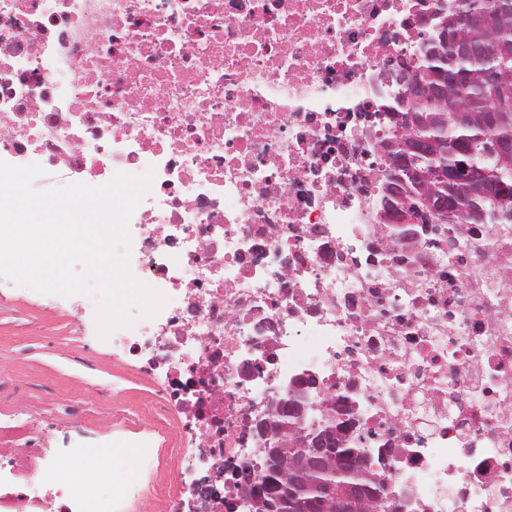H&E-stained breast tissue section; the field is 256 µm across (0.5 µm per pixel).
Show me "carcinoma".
I'll use <instances>...</instances> for the list:
<instances>
[{
    "instance_id": "cac0c4a2",
    "label": "carcinoma",
    "mask_w": 512,
    "mask_h": 512,
    "mask_svg": "<svg viewBox=\"0 0 512 512\" xmlns=\"http://www.w3.org/2000/svg\"><path fill=\"white\" fill-rule=\"evenodd\" d=\"M445 16H460L468 12H482L490 15L492 24L483 30H471L448 25L449 46L429 45L432 53L427 58H413V71L418 80L425 86L424 93L419 97L404 98L397 94L393 101L382 105L383 111L395 121L399 132L387 143L392 146L406 129L402 118L414 113L419 116L442 117L444 123L426 132V135H439L453 142L462 135L472 134V129L484 126L490 114L501 112L503 108L512 109V0H450L442 6ZM458 39L469 40L484 48L481 57L465 60L454 54L451 43ZM454 72L456 82L448 87V98L460 109L472 114L471 128L456 125L448 111V102L441 100L435 93L438 86L448 81V72ZM474 151L467 155L448 151V157H432L421 155L414 162V167L422 170L424 179L414 184L403 182L404 170L392 169L384 189L395 187L405 195L415 196L414 205L424 206L431 195L442 193L445 188L433 180L435 168L448 164V167L460 172L468 168L472 161H477L491 169L495 165L482 155L484 141L473 140ZM345 406L331 409L326 422L336 429L335 455L351 460L349 473L343 476L334 475V464L321 472L308 475L305 484L295 489L282 476L277 461L263 458L261 470L254 476L260 485L270 484L276 493L277 512H294V508L286 507V503L294 500L298 494L307 499L323 498L335 495L340 497L357 489L365 499H375L383 494V482L365 466L369 449L362 441L348 434ZM273 444L280 449L281 456L290 458L308 452L297 439L292 430L284 431Z\"/></svg>"
}]
</instances>
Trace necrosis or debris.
<instances>
[{
    "instance_id": "necrosis-or-debris-1",
    "label": "necrosis or debris",
    "mask_w": 512,
    "mask_h": 512,
    "mask_svg": "<svg viewBox=\"0 0 512 512\" xmlns=\"http://www.w3.org/2000/svg\"><path fill=\"white\" fill-rule=\"evenodd\" d=\"M424 0H0V160L101 185L154 170L130 270L168 298L121 335L176 445L141 480H62L0 426V512H224L274 390L309 381L404 512H512V231L395 242L379 114ZM185 488L164 491L165 460Z\"/></svg>"
}]
</instances>
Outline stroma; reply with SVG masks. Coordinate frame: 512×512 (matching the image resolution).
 <instances>
[{
    "mask_svg": "<svg viewBox=\"0 0 512 512\" xmlns=\"http://www.w3.org/2000/svg\"><path fill=\"white\" fill-rule=\"evenodd\" d=\"M95 303L85 295L40 294L0 278V372L28 383L18 398L28 408L58 413L62 402L83 397L89 404L88 428L112 423V442L153 439L155 420L145 401L155 388L151 375L111 342L101 340ZM120 382L117 396H100V388ZM79 475L110 485L113 475L129 481L142 477L130 455L92 449Z\"/></svg>",
    "mask_w": 512,
    "mask_h": 512,
    "instance_id": "stroma-1",
    "label": "stroma"
}]
</instances>
